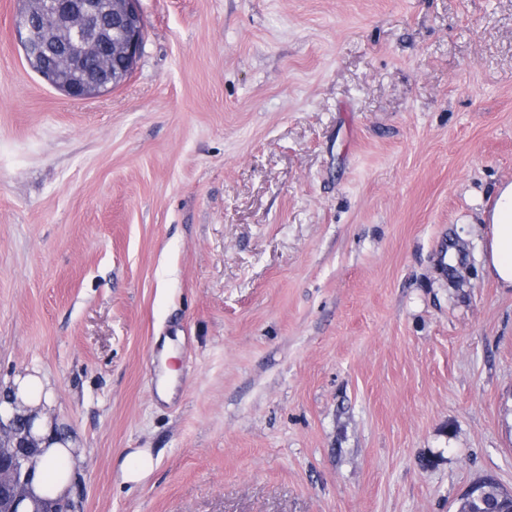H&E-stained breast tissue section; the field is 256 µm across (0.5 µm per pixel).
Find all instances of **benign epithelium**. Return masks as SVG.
<instances>
[{"mask_svg": "<svg viewBox=\"0 0 512 512\" xmlns=\"http://www.w3.org/2000/svg\"><path fill=\"white\" fill-rule=\"evenodd\" d=\"M139 0H52V10L43 16L45 24L64 23L70 27L65 42L49 47L45 54L62 61L72 73L66 79L54 67H43L49 76L59 75L64 92L85 99L116 87L133 69L144 42ZM40 439L34 432V418L0 411V512H81L83 490L77 500L68 497L37 499L32 494L33 470L30 458L38 451ZM469 502L466 512H491L480 483H473L461 495Z\"/></svg>", "mask_w": 512, "mask_h": 512, "instance_id": "obj_1", "label": "benign epithelium"}]
</instances>
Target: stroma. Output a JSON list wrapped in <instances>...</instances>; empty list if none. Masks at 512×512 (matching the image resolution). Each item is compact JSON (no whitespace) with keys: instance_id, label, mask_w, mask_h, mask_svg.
Segmentation results:
<instances>
[{"instance_id":"35a3bbf8","label":"stroma","mask_w":512,"mask_h":512,"mask_svg":"<svg viewBox=\"0 0 512 512\" xmlns=\"http://www.w3.org/2000/svg\"><path fill=\"white\" fill-rule=\"evenodd\" d=\"M71 98L0 0V383L40 371L82 512H456L512 491V0H140ZM180 370L159 392L165 341ZM156 461L123 483L135 449ZM481 220L491 228L485 244L484 270L498 287L512 288V182L498 187ZM480 483L475 482L473 483L467 490L464 491V493L460 496V498H463L464 502L467 500L469 502V507L466 508L465 512H511L512 511V505L511 508L509 507L508 510H489V504H486V495L485 493H482V490L479 489ZM459 498V499H460Z\"/></svg>"}]
</instances>
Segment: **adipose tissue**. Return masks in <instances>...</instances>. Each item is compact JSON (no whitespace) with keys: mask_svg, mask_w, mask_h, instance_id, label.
Wrapping results in <instances>:
<instances>
[{"mask_svg":"<svg viewBox=\"0 0 512 512\" xmlns=\"http://www.w3.org/2000/svg\"><path fill=\"white\" fill-rule=\"evenodd\" d=\"M491 234L485 244L483 267L487 276L498 287L512 288V182L501 184L489 208L482 214ZM0 397L12 401L17 411L34 413L37 433L49 438L50 444L35 460L34 491L51 492L52 496H69L70 485L83 463V456L73 440L54 441L56 423L50 415L54 394L50 382L40 373L16 375L11 383L0 389ZM65 461L67 472L63 478H53L57 461Z\"/></svg>","mask_w":512,"mask_h":512,"instance_id":"1","label":"adipose tissue"}]
</instances>
